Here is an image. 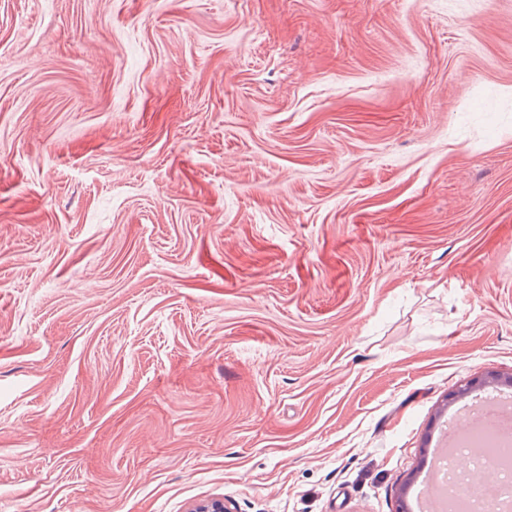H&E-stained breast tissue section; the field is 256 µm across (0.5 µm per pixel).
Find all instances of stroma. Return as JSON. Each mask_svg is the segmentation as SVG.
Instances as JSON below:
<instances>
[{"label":"stroma","mask_w":512,"mask_h":512,"mask_svg":"<svg viewBox=\"0 0 512 512\" xmlns=\"http://www.w3.org/2000/svg\"><path fill=\"white\" fill-rule=\"evenodd\" d=\"M512 371V0H0V512H400ZM498 386H506L511 389L512 374H503L494 371L487 372L479 377L467 381L456 393L452 394L451 399H454L457 396H463L471 391Z\"/></svg>","instance_id":"1"}]
</instances>
